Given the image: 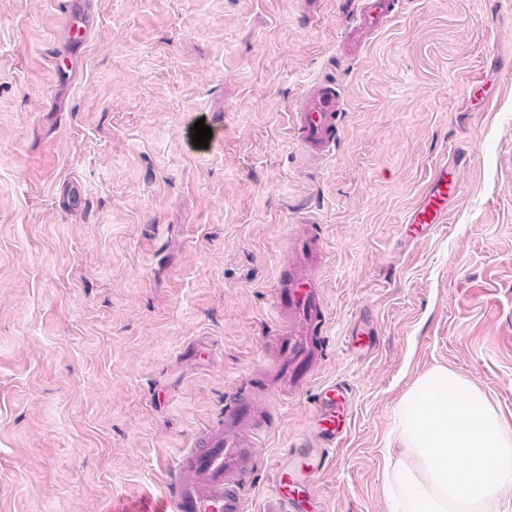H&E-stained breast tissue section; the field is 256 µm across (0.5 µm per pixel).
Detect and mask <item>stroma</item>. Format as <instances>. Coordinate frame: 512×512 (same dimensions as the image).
<instances>
[{"mask_svg":"<svg viewBox=\"0 0 512 512\" xmlns=\"http://www.w3.org/2000/svg\"><path fill=\"white\" fill-rule=\"evenodd\" d=\"M93 7L66 76L46 63L65 47L63 0H0V512L159 495L265 366L274 283L307 221L326 355L303 391L269 398L250 512L328 383L349 385L353 426L317 480L323 512H389L396 404L432 368L512 428V0H401L350 58L338 0ZM322 76L345 118L312 165L290 114ZM475 80L491 111L466 107ZM442 162L448 215L408 239ZM358 321L371 348L349 345Z\"/></svg>","mask_w":512,"mask_h":512,"instance_id":"1","label":"stroma"}]
</instances>
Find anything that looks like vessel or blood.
<instances>
[{
    "label": "vessel or blood",
    "mask_w": 512,
    "mask_h": 512,
    "mask_svg": "<svg viewBox=\"0 0 512 512\" xmlns=\"http://www.w3.org/2000/svg\"><path fill=\"white\" fill-rule=\"evenodd\" d=\"M346 45L358 48L365 35L382 30L394 16L395 0H348ZM72 44L92 42L96 18L83 10L80 24L66 23ZM342 121L340 98L333 83L322 81L303 98L293 113L297 141L304 153L322 158L334 146ZM448 167L436 169L404 229L418 237L443 223L448 200L457 184ZM291 265L275 285L273 309L276 329L265 344L277 366L266 383L249 394H232L223 415L198 433L172 465L165 491L137 505L113 504L112 512H247L248 491L258 468L263 431L262 397L269 388L296 392L306 385L308 370L324 355L327 313L314 272L322 242L312 225H304L289 246ZM348 388L331 383L315 395V417L300 447L283 449L270 467V495L265 512H321L316 482L329 456L351 432Z\"/></svg>",
    "instance_id": "1"
}]
</instances>
